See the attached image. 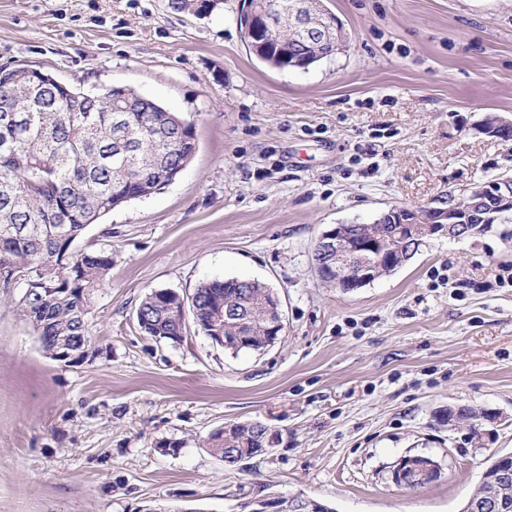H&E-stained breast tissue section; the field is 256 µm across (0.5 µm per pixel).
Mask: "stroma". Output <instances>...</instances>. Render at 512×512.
Here are the masks:
<instances>
[{"mask_svg": "<svg viewBox=\"0 0 512 512\" xmlns=\"http://www.w3.org/2000/svg\"><path fill=\"white\" fill-rule=\"evenodd\" d=\"M324 2L346 45L303 71L250 55L240 0H0V68L131 87L197 141L176 180L79 240L112 254L88 359H50L0 303V512H241L255 496L459 512L487 456L512 452V223L431 239L350 292L312 260L330 225L512 175V142L476 129L512 116V0ZM225 277L279 296L287 327L265 351H225L191 320L177 344L139 329L148 290ZM460 408L479 421L444 423ZM236 423L272 444L230 468L206 440ZM414 453L441 479L396 487Z\"/></svg>", "mask_w": 512, "mask_h": 512, "instance_id": "35a3bbf8", "label": "stroma"}]
</instances>
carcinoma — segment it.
I'll return each instance as SVG.
<instances>
[{
    "mask_svg": "<svg viewBox=\"0 0 512 512\" xmlns=\"http://www.w3.org/2000/svg\"><path fill=\"white\" fill-rule=\"evenodd\" d=\"M115 101L112 89L87 93L55 84L49 74L31 81L26 71L0 69V288H18L16 310L49 355L91 343L88 314L97 288L112 268V253L79 250L86 230L114 208L169 185L159 182L185 169L197 142L192 125L131 88ZM28 288H49L44 299ZM269 297L257 279H215L196 288L190 310L205 335L214 312L243 309L246 351H262L273 338L266 320ZM138 310L149 318L145 334L175 342L185 329V303L150 290ZM207 447L228 466L271 447L266 428L231 424L208 437Z\"/></svg>",
    "mask_w": 512,
    "mask_h": 512,
    "instance_id": "1",
    "label": "carcinoma"
}]
</instances>
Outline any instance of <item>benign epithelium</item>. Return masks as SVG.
<instances>
[{"mask_svg": "<svg viewBox=\"0 0 512 512\" xmlns=\"http://www.w3.org/2000/svg\"><path fill=\"white\" fill-rule=\"evenodd\" d=\"M239 20L249 49L259 58L273 56L280 68L298 66L295 49L282 41L270 48L269 32L274 29H292L308 43L325 48L331 54L341 47V22L325 4L315 2V9L306 0H289L282 6L275 0H241ZM478 131L503 139L512 133V117H498L493 128L485 123ZM459 196L470 201L467 208L455 204L446 208L425 206L418 209L393 206L384 214L390 231L381 237L367 235L352 238L351 225L334 224L323 231L315 242L314 257L318 276L334 280L336 287L350 291L362 288L378 277V267L388 270L402 266L427 239L446 236L462 239L478 234L499 214L512 210V178L500 177L478 188H464ZM271 335H279L285 328L281 302L273 298L267 306ZM494 487L485 497L472 505L473 512H509L508 499L500 489L512 484V454L491 455ZM442 476L439 464L429 456H406L397 461L391 481L398 487L413 484L430 485ZM248 512H287L281 501L258 498L248 503Z\"/></svg>", "mask_w": 512, "mask_h": 512, "instance_id": "7a95c632", "label": "benign epithelium"}]
</instances>
